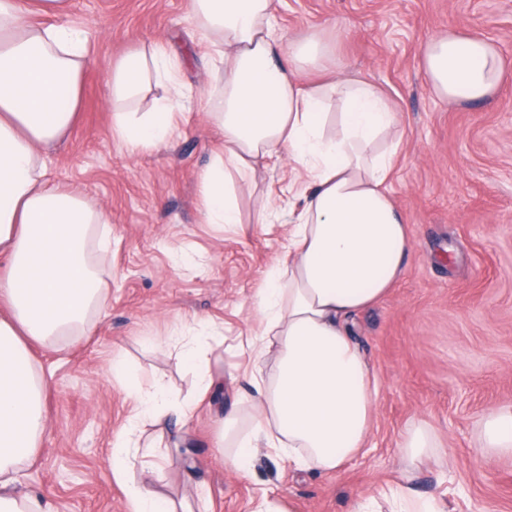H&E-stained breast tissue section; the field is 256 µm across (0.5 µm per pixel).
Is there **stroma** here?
<instances>
[{
  "mask_svg": "<svg viewBox=\"0 0 512 512\" xmlns=\"http://www.w3.org/2000/svg\"><path fill=\"white\" fill-rule=\"evenodd\" d=\"M285 41L312 33L335 46L349 76L367 80L396 112L403 133L388 182L414 240L403 277L350 321L379 398L371 443L342 471L288 468L260 452L250 477L228 471L215 448L218 417L235 391L250 392L237 336L254 331L253 297L283 255L289 218L251 223L255 198L303 204L310 181L287 154L258 165L240 192L243 223L209 224L199 175L220 143L207 113L175 114L168 145L128 154L112 131L109 64L129 48L155 43L179 60L188 86L220 93L221 72L190 0H70L73 19L94 33L81 106L47 161L48 177L109 215L112 251L100 267L106 300L92 335L63 349L34 347L49 378L48 431L22 490L50 512H128L112 476V437L127 422L132 384L165 378L181 395L194 377L172 339L183 327L212 324L207 342L235 387L204 400L188 424L189 453L172 467L167 493L197 512H255L262 491L280 492L292 512H352L367 488L398 479L397 444L423 420L448 450L447 464L413 469L423 495H442L449 512L475 503L512 512V456L485 460L475 441L483 418L512 406V0H276ZM492 42L506 59L486 103L451 104L431 90L424 44L450 30ZM123 361L126 373L113 374Z\"/></svg>",
  "mask_w": 512,
  "mask_h": 512,
  "instance_id": "obj_1",
  "label": "stroma"
}]
</instances>
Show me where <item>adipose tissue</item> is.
<instances>
[{
  "label": "adipose tissue",
  "mask_w": 512,
  "mask_h": 512,
  "mask_svg": "<svg viewBox=\"0 0 512 512\" xmlns=\"http://www.w3.org/2000/svg\"><path fill=\"white\" fill-rule=\"evenodd\" d=\"M69 0H0V512H45L18 487L47 429L45 377L31 346H59L89 334L103 309L93 249L110 244L107 213L78 194L50 185L46 159L75 121L91 34L66 19ZM276 0H191L197 25L212 39L224 72L218 100L206 110L222 145L202 171L206 223H241L237 186L256 164L287 152L309 175L313 191L293 212L284 260L255 297V332L240 345L250 356L258 393L239 417L225 420L231 446L224 463L248 474L257 449L289 468L329 475L369 444L378 387L354 343L350 316L374 306L403 276L414 243L387 186L399 145L396 112L369 82L344 77L304 83L325 69L335 47L319 35L283 46ZM52 16L30 22L31 9ZM434 93L454 103L486 102L504 60L488 41L456 31L422 51ZM168 93L153 97L155 88ZM107 95L113 131L129 152L174 139L173 117L193 97L176 84L164 50L133 48L112 61ZM152 98L148 111L139 103ZM178 355L193 373L196 394L183 397L161 379L133 388L127 424L112 442V475L130 512H178L162 491L166 456L141 446L144 424H171L177 443L187 420L221 382L197 337L184 332ZM477 445L483 455L512 454V408L490 414ZM398 448L408 467L445 450L424 425L407 430ZM446 512L439 497L415 492L409 477L359 496L354 512Z\"/></svg>",
  "instance_id": "1"
}]
</instances>
